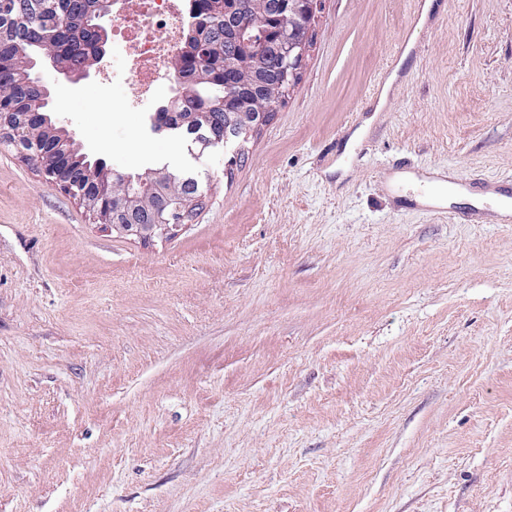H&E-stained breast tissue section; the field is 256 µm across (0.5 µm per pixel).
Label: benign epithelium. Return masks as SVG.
I'll list each match as a JSON object with an SVG mask.
<instances>
[{
  "mask_svg": "<svg viewBox=\"0 0 512 512\" xmlns=\"http://www.w3.org/2000/svg\"><path fill=\"white\" fill-rule=\"evenodd\" d=\"M115 0H71L66 24L74 19L99 35L94 52L85 59L67 58L65 29L54 32L38 27L23 31L22 42L28 51L14 52V45L0 42V137L12 143L18 153L33 162L46 182L81 202L105 228L121 237L141 242L172 238L183 228V221L202 199L198 181L182 172L166 168L147 173L164 187L154 197L140 187L143 177L119 176L99 162H92L66 130L56 126L48 108L51 89L43 73L51 69L71 81L83 79L106 55L105 33L112 21ZM32 0H0V22L25 24ZM246 14L225 15L230 25L232 60L224 63L221 87L224 94L207 99L203 112L224 114V129H202L195 146L205 151L251 136L271 120L284 100L286 89L293 88L303 67L311 29L319 18L322 0H248ZM226 54L219 41H201L191 58L170 60L168 76L177 86L176 95L166 110L182 112L194 106L187 89V72L197 83H211L217 73L216 59ZM21 62L25 91L32 97L35 112L19 114L11 92L14 57Z\"/></svg>",
  "mask_w": 512,
  "mask_h": 512,
  "instance_id": "obj_1",
  "label": "benign epithelium"
}]
</instances>
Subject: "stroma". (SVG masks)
<instances>
[{"label": "stroma", "instance_id": "stroma-1", "mask_svg": "<svg viewBox=\"0 0 512 512\" xmlns=\"http://www.w3.org/2000/svg\"><path fill=\"white\" fill-rule=\"evenodd\" d=\"M415 8L323 0L273 120L198 158L111 58L50 73L90 159L203 204L122 238L0 140V512H512V218L399 180L512 185V0Z\"/></svg>", "mask_w": 512, "mask_h": 512}]
</instances>
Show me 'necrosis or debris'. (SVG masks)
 I'll use <instances>...</instances> for the list:
<instances>
[{"label":"necrosis or debris","instance_id":"necrosis-or-debris-1","mask_svg":"<svg viewBox=\"0 0 512 512\" xmlns=\"http://www.w3.org/2000/svg\"><path fill=\"white\" fill-rule=\"evenodd\" d=\"M112 14V78L122 85L129 108L138 110L153 101L182 45L185 0H117Z\"/></svg>","mask_w":512,"mask_h":512}]
</instances>
